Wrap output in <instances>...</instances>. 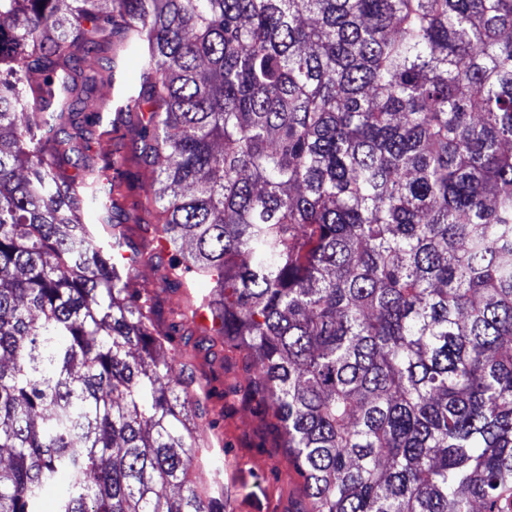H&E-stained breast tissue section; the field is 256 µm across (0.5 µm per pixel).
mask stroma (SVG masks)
Returning <instances> with one entry per match:
<instances>
[{
  "instance_id": "obj_1",
  "label": "stroma",
  "mask_w": 512,
  "mask_h": 512,
  "mask_svg": "<svg viewBox=\"0 0 512 512\" xmlns=\"http://www.w3.org/2000/svg\"><path fill=\"white\" fill-rule=\"evenodd\" d=\"M121 88L105 83L93 94L102 108V123L90 154L101 174L121 187L118 202L125 212L127 237L137 259L134 276L150 293L161 326L172 335L168 352L183 365L184 380L200 384L206 434L195 452L199 481L224 488V512H305L304 479L283 446V433L254 385V362L246 351L225 346L208 320L186 309L201 298L205 282L184 278L169 288L163 278L170 256L161 250L152 215L140 205L150 171L125 128H113Z\"/></svg>"
}]
</instances>
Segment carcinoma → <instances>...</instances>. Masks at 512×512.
Wrapping results in <instances>:
<instances>
[{"label":"carcinoma","mask_w":512,"mask_h":512,"mask_svg":"<svg viewBox=\"0 0 512 512\" xmlns=\"http://www.w3.org/2000/svg\"><path fill=\"white\" fill-rule=\"evenodd\" d=\"M131 53L166 283L306 512H512V0H0V512H223L85 155Z\"/></svg>","instance_id":"carcinoma-1"}]
</instances>
